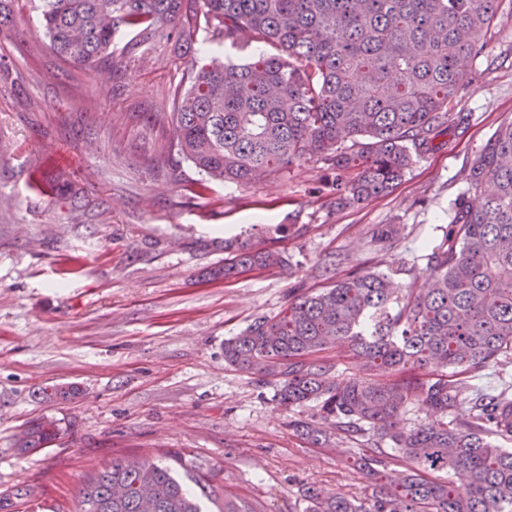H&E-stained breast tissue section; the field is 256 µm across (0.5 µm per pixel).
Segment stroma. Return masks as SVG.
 <instances>
[{"label": "stroma", "instance_id": "stroma-1", "mask_svg": "<svg viewBox=\"0 0 512 512\" xmlns=\"http://www.w3.org/2000/svg\"><path fill=\"white\" fill-rule=\"evenodd\" d=\"M0 46V495L35 485L39 503L7 512H76L84 476L115 458L186 452L218 484L262 512H302L303 488L361 500L372 492L347 439L320 447L274 389L224 362V341L350 271L422 283L425 254L448 228L465 165L512 121V0H502L484 56L456 109L459 137L416 162L389 194L336 207L310 159L250 187L205 179L182 157L147 169L170 127L148 122L186 59L157 37L126 70L84 83L39 27L37 0H14ZM384 224L402 227L380 242ZM261 236L285 266L235 280L205 273L225 240ZM78 384L82 397L43 401L41 388ZM60 419L63 434L22 456L26 421Z\"/></svg>", "mask_w": 512, "mask_h": 512}]
</instances>
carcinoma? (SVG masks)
Returning a JSON list of instances; mask_svg holds the SVG:
<instances>
[{
  "label": "carcinoma",
  "instance_id": "obj_1",
  "mask_svg": "<svg viewBox=\"0 0 512 512\" xmlns=\"http://www.w3.org/2000/svg\"><path fill=\"white\" fill-rule=\"evenodd\" d=\"M39 2L52 51L92 81L103 63L127 65L159 35L193 42L204 31V50L227 42L276 48L257 49L241 64L192 63L174 89L173 111L152 113L156 123H171L172 138L149 167L166 168L175 151L210 179L248 186L316 157L332 170L328 194L345 207L389 193L418 159L468 128L471 113L452 107L501 0ZM123 30L136 41L118 52ZM463 181L448 231L425 255L420 287L349 273L224 340V362L273 386L280 404L316 401L335 436H374L359 457L371 497L358 502L309 487L304 512H512V448L491 440L512 437V418L501 414L512 394L466 400L448 379L450 369L473 377L512 365V122L493 133ZM224 249L229 256L209 271L214 280L286 264L263 243L227 240ZM338 343L367 371L402 377L331 379L317 355ZM416 367L424 376H403ZM81 393L51 386L41 398ZM412 403L429 421L408 428L402 413ZM293 426L317 445L334 436L312 420ZM61 432L59 420L39 416L14 446L32 454ZM439 471L461 477L468 495L429 477ZM215 478L206 461L184 454L172 464L117 458L84 481L79 512H202L199 496L215 495ZM218 512L261 510L225 493Z\"/></svg>",
  "mask_w": 512,
  "mask_h": 512
}]
</instances>
